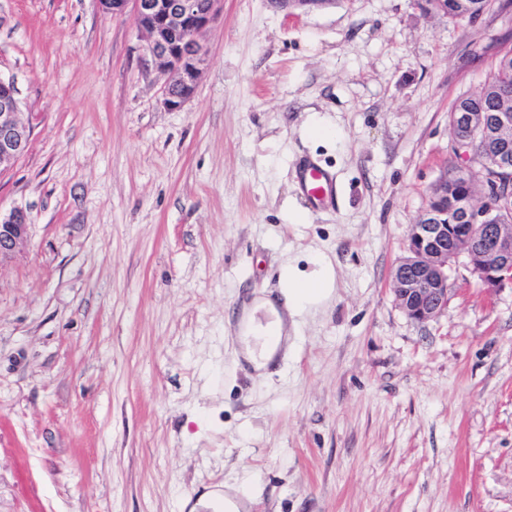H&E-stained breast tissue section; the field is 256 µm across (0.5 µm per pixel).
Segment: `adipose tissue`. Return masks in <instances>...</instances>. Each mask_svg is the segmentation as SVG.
Segmentation results:
<instances>
[{"mask_svg": "<svg viewBox=\"0 0 512 512\" xmlns=\"http://www.w3.org/2000/svg\"><path fill=\"white\" fill-rule=\"evenodd\" d=\"M336 270L331 261L319 259L311 272L285 261L279 273V300L255 297L239 325L242 356L258 375H267L280 352L288 348V325L306 318L332 296Z\"/></svg>", "mask_w": 512, "mask_h": 512, "instance_id": "ef3b65f1", "label": "adipose tissue"}]
</instances>
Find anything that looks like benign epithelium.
Wrapping results in <instances>:
<instances>
[{
	"instance_id": "7a95c632",
	"label": "benign epithelium",
	"mask_w": 512,
	"mask_h": 512,
	"mask_svg": "<svg viewBox=\"0 0 512 512\" xmlns=\"http://www.w3.org/2000/svg\"><path fill=\"white\" fill-rule=\"evenodd\" d=\"M221 0H98L103 12L121 16L133 12L136 26L145 34L144 53L158 70L170 74L163 89L162 104L168 110L182 109L194 96L205 55L198 41L201 32L217 19ZM327 0H268L269 6L285 13L306 12ZM14 85L0 78V168L21 158L30 146V129L19 117ZM455 127L469 136H501L512 128V113L499 114L490 125L485 114L461 113ZM512 171V155L493 157L481 171L464 166L460 174H471L488 193L512 205V180L501 175ZM458 224L448 223V175L433 185L427 206L418 221L409 226L406 255L391 273L390 290L396 303L412 321L424 323L438 317L448 306V270L465 255L471 273L489 292L512 287V221L482 224L475 201H462ZM30 217L22 209L0 215V261L14 255L27 241Z\"/></svg>"
}]
</instances>
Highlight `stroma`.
I'll return each mask as SVG.
<instances>
[{"mask_svg": "<svg viewBox=\"0 0 512 512\" xmlns=\"http://www.w3.org/2000/svg\"><path fill=\"white\" fill-rule=\"evenodd\" d=\"M193 99L97 0H0V76L28 152L0 211V512H512V288L465 260L418 324L388 290L407 230L462 165L448 114L512 49V0L451 20L425 0L288 15L222 0ZM333 138L309 136L313 122ZM335 174L310 208L296 165ZM336 269L270 376L238 323L281 263ZM28 213L13 209L8 214L0 213V263L14 255L27 241L31 224Z\"/></svg>", "mask_w": 512, "mask_h": 512, "instance_id": "1", "label": "stroma"}]
</instances>
